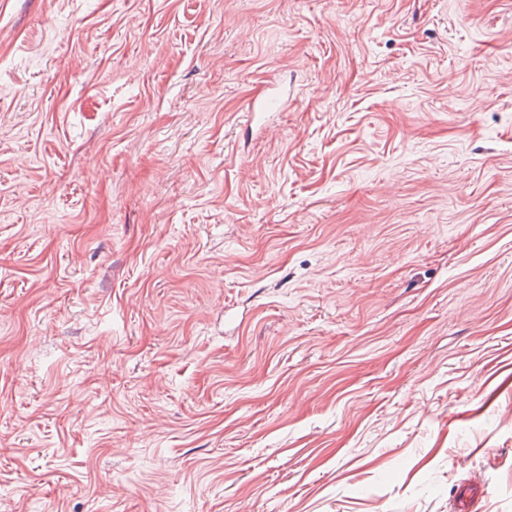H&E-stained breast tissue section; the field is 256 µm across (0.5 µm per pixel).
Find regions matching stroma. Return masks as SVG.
Masks as SVG:
<instances>
[{
	"mask_svg": "<svg viewBox=\"0 0 512 512\" xmlns=\"http://www.w3.org/2000/svg\"><path fill=\"white\" fill-rule=\"evenodd\" d=\"M469 487L512 512V0H0V512Z\"/></svg>",
	"mask_w": 512,
	"mask_h": 512,
	"instance_id": "1",
	"label": "stroma"
}]
</instances>
